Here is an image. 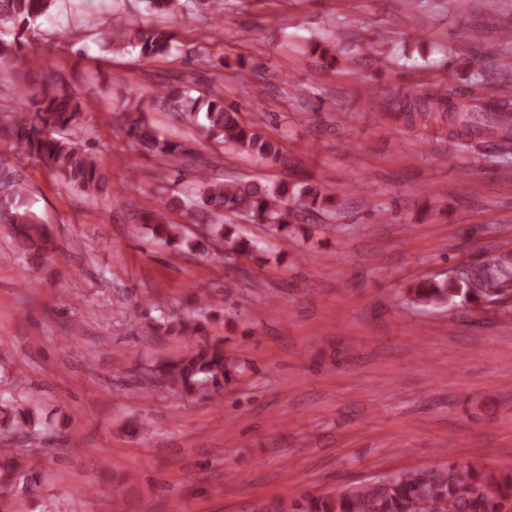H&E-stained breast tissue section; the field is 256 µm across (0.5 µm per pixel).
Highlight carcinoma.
I'll use <instances>...</instances> for the list:
<instances>
[{"label":"carcinoma","mask_w":512,"mask_h":512,"mask_svg":"<svg viewBox=\"0 0 512 512\" xmlns=\"http://www.w3.org/2000/svg\"><path fill=\"white\" fill-rule=\"evenodd\" d=\"M57 0H0V76L20 81L19 105L7 111L0 125V137H12L18 149L38 159L51 173L86 196L106 192L108 179L104 166L80 143L84 110L81 102L63 78L47 77L43 59L27 48L25 32L39 27L50 17ZM157 17H168L195 5L207 6L212 17L222 13L214 0H144ZM99 41L115 51L131 49L143 60L152 62L170 53L174 36L163 27L139 26L116 13L107 27L99 30ZM155 97L166 100L185 114L198 135L208 143L230 146L273 163L284 162L282 143L267 132L264 119H245L241 113L224 107V95L214 85L207 91L180 84L164 87ZM450 95L442 90H415L410 101L392 107L390 116L415 122L461 139L459 147L484 143L494 137L496 145L512 153V102L494 93L466 91L448 106ZM126 135L132 143L153 156L182 163L192 154L183 143L159 135L143 117L129 119ZM197 187L192 198L169 197L159 208L144 212V223L152 226V239L187 252H205L222 245L241 255H251L259 243L238 234L233 221L248 216L253 223L265 225L276 238L288 235L291 225L299 223L304 212L324 209L336 201V194L322 184L303 180H240L224 182L212 178L206 169L195 171ZM183 209L205 218L204 231L191 236L184 224H174L168 211ZM0 224L12 227L18 251L28 267L38 268L57 250L49 226L32 209L27 187L10 178L0 185ZM502 259L495 258L478 268L462 267L457 276L446 281H425L408 290L418 304H467L484 297L498 296L507 285L501 274ZM153 330L179 336L186 349L179 358L164 361L150 374L167 389L183 398H192L224 387L242 366L224 349V339L208 336L207 321L177 315L160 317ZM36 418L31 407L16 409L12 421L0 427V433H20ZM5 457L0 471V493L6 495L21 480L25 485L37 482L38 463L17 465L9 449L0 448ZM512 500V470H487L477 464L463 467L441 466L432 481L422 479L415 469L399 470L363 484L344 485L332 492L306 494L291 502L280 499L259 503L261 512H499Z\"/></svg>","instance_id":"carcinoma-1"}]
</instances>
